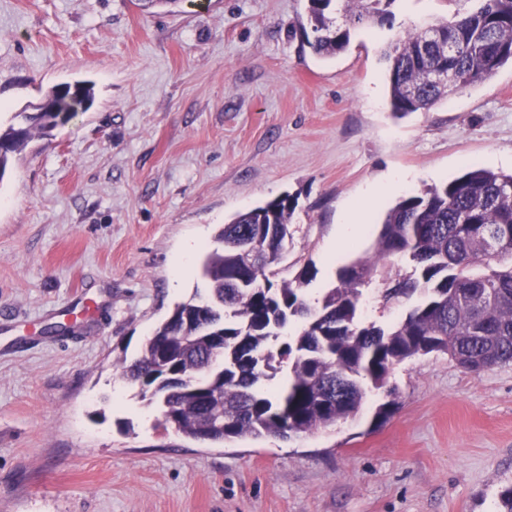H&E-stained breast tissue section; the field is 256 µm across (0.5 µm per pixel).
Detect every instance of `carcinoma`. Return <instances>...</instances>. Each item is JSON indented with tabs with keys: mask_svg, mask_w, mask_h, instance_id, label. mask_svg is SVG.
Here are the masks:
<instances>
[{
	"mask_svg": "<svg viewBox=\"0 0 512 512\" xmlns=\"http://www.w3.org/2000/svg\"><path fill=\"white\" fill-rule=\"evenodd\" d=\"M315 53L346 49L351 28L389 23L394 0H309ZM436 38L409 30L386 51L392 112L429 108L449 87L465 89L512 62V0H478ZM446 69L451 81L435 72ZM43 112H17L0 130V178L36 137H46L92 104V86L58 84ZM288 194L239 213L205 257L204 294L175 304L145 337L137 358L117 364L159 415L158 426L198 441L289 439L355 416L406 360L444 353L470 370L512 363V173L473 168L385 215L373 255L339 267L310 303L315 277L305 265L276 279L273 267L292 237ZM399 257L411 272L381 280L383 305H411L386 324L368 321L363 298L378 263ZM287 370L276 390L263 382Z\"/></svg>",
	"mask_w": 512,
	"mask_h": 512,
	"instance_id": "carcinoma-1",
	"label": "carcinoma"
}]
</instances>
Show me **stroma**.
I'll use <instances>...</instances> for the list:
<instances>
[{
	"label": "stroma",
	"mask_w": 512,
	"mask_h": 512,
	"mask_svg": "<svg viewBox=\"0 0 512 512\" xmlns=\"http://www.w3.org/2000/svg\"><path fill=\"white\" fill-rule=\"evenodd\" d=\"M475 0H393L391 24L308 45V0H0V125L62 82L90 109L0 177V512H500L512 487V363L475 374L444 355L397 367L394 398L288 440L201 444L156 427L113 369L176 302L186 242L296 198L281 263L318 298L372 254L396 198L473 167L512 171V63L425 112L387 107L388 43ZM397 173L336 261L346 211ZM63 322V334L49 326ZM391 403L385 420L378 407Z\"/></svg>",
	"instance_id": "stroma-1"
}]
</instances>
